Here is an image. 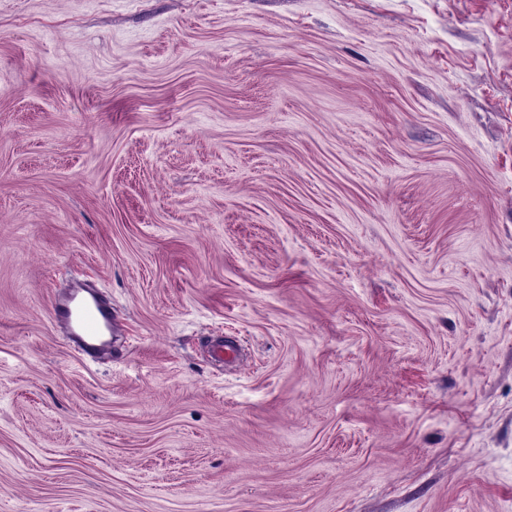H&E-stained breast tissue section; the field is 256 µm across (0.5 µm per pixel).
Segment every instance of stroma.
Wrapping results in <instances>:
<instances>
[{"mask_svg":"<svg viewBox=\"0 0 512 512\" xmlns=\"http://www.w3.org/2000/svg\"><path fill=\"white\" fill-rule=\"evenodd\" d=\"M0 512H512V0H0ZM51 317L57 331L89 357L108 354L120 332L112 304L91 284L78 283L55 295Z\"/></svg>","mask_w":512,"mask_h":512,"instance_id":"1","label":"stroma"}]
</instances>
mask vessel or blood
<instances>
[{
    "instance_id": "b4317fda",
    "label": "vessel or blood",
    "mask_w": 512,
    "mask_h": 512,
    "mask_svg": "<svg viewBox=\"0 0 512 512\" xmlns=\"http://www.w3.org/2000/svg\"><path fill=\"white\" fill-rule=\"evenodd\" d=\"M51 317L57 331L90 357L108 354L120 331L110 301L86 283L75 284L56 295Z\"/></svg>"
}]
</instances>
